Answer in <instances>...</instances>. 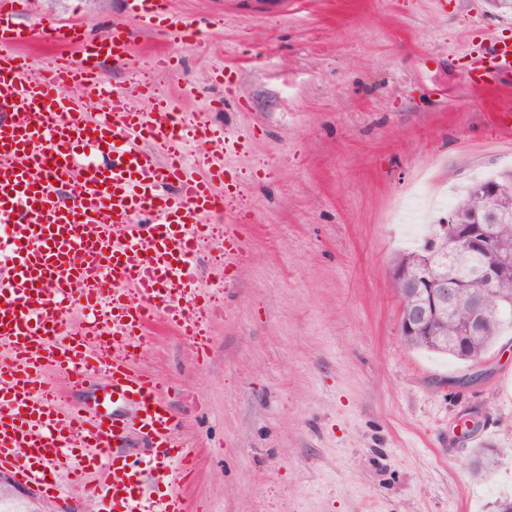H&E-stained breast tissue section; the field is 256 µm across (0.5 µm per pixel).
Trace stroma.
Masks as SVG:
<instances>
[{"label": "stroma", "mask_w": 512, "mask_h": 512, "mask_svg": "<svg viewBox=\"0 0 512 512\" xmlns=\"http://www.w3.org/2000/svg\"><path fill=\"white\" fill-rule=\"evenodd\" d=\"M208 20L182 40L137 31L135 66L110 82L152 83L191 119L239 142L229 151L241 252L224 224L196 263L205 354L154 323L137 367L164 384L177 441L195 451L188 512H498L512 500V333L478 363L409 348L391 274L476 180L512 168L491 119L512 114V83L480 88L462 68L512 41L490 0H169ZM48 35L75 21L106 36L128 0H35L17 15ZM169 56L172 70L156 68ZM193 87L184 97V87ZM472 381L456 386L457 378ZM60 407L94 413L105 385L47 372ZM478 421L476 442L460 425ZM494 464L475 473L476 447ZM0 486L6 512H99L91 499Z\"/></svg>", "instance_id": "obj_1"}]
</instances>
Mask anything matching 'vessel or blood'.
I'll return each mask as SVG.
<instances>
[{"label":"vessel or blood","instance_id":"b4317fda","mask_svg":"<svg viewBox=\"0 0 512 512\" xmlns=\"http://www.w3.org/2000/svg\"><path fill=\"white\" fill-rule=\"evenodd\" d=\"M14 3L0 9V112L14 115L0 121V221L11 228L0 245V346L10 353L0 361V470L47 497L59 475L78 484L94 471L102 512H186L180 490L152 500L148 473L111 450L129 430L142 431L151 440V471L178 482L187 475L193 453L174 440L161 385L132 371L126 347L145 343L152 314L186 333L195 327L192 256L227 204L215 189L227 165L204 157L200 166L209 176L197 177L178 149L187 139L210 137L209 127L183 125L182 113L158 100L151 84H110L94 59L126 58L127 32H112L101 45L78 24L52 27L53 42L76 55L55 56L32 75L13 48L32 37L14 17L31 11L34 0ZM129 4L136 22L179 38L198 30L175 22L167 0ZM487 54L485 64L464 67L467 81L483 84L491 71L512 77V44L492 43ZM73 86L94 92L104 120L78 118V102L64 94ZM150 141L162 146L165 161L145 150ZM101 151L109 156L103 164L92 159ZM75 302L88 311L78 335L67 316ZM49 366L81 381L106 375L118 402L135 407L134 418L61 410L43 379Z\"/></svg>","mask_w":512,"mask_h":512}]
</instances>
